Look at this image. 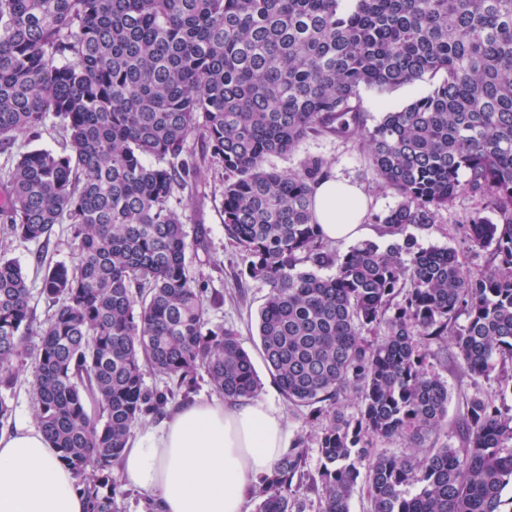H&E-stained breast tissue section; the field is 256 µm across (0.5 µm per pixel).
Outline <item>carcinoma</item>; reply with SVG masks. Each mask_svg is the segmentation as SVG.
Listing matches in <instances>:
<instances>
[{
    "label": "carcinoma",
    "instance_id": "obj_1",
    "mask_svg": "<svg viewBox=\"0 0 512 512\" xmlns=\"http://www.w3.org/2000/svg\"><path fill=\"white\" fill-rule=\"evenodd\" d=\"M426 74L431 91L366 127L360 90ZM50 113L65 146L19 152L0 223L45 247L68 224L76 244L69 266L36 257L54 311L31 395L87 512H122L113 470L132 428L199 377L226 401L261 389L186 266L202 241L187 242L171 200L206 194L194 137L224 169L238 277L268 288L256 321L267 368L309 409L322 456L308 471V437L295 439L255 487V512H308L302 488L317 512H350L360 482L372 512H512V405L476 393L459 445L425 446L450 398L431 345L451 344L471 377L500 369L512 390V0H0V149ZM322 133L360 137L398 196L379 219L387 242L329 247L311 198L322 159L264 167ZM461 193L477 201L468 230L491 251L484 271L404 234ZM32 323L27 275L0 256V386L17 383ZM148 371L165 390L147 391ZM394 438L409 452L377 450Z\"/></svg>",
    "mask_w": 512,
    "mask_h": 512
}]
</instances>
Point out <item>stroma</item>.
Listing matches in <instances>:
<instances>
[{"label":"stroma","instance_id":"obj_1","mask_svg":"<svg viewBox=\"0 0 512 512\" xmlns=\"http://www.w3.org/2000/svg\"><path fill=\"white\" fill-rule=\"evenodd\" d=\"M432 85V80L425 77L382 92L362 91L361 107L367 125H375L384 110L400 108L426 95ZM310 156L322 158L330 174L350 180L362 188L369 204L367 221L371 229L370 238L374 241L379 240L377 219L395 207L398 199L391 191L378 186L358 139H345L326 133L303 141L288 155L269 157L266 166L279 171L296 170L299 169L301 162ZM203 172L208 182L207 196L193 204H181L177 207L182 216L188 240L199 238L204 243L201 249L187 250L188 270L191 275L204 280L208 295H223V305L210 307L209 319L215 324L233 326L238 331L240 341L250 353L260 378V399L282 408L291 437L311 434L313 428L307 411H298L288 405L274 383L258 349L256 318L268 288L257 281L249 279L240 281L236 278L242 261L239 249L228 240L224 232V213L220 196L224 172L216 166L204 167ZM475 207L476 202L471 196H458L447 210L440 212L435 224L427 227L411 225L407 227L406 232L414 236L421 247L454 248L470 269L481 270L490 263L491 256L485 250L477 253L471 251L463 231ZM38 249V243L10 237L0 230V251L4 252L7 258L18 262L26 272L33 294L34 318L40 323L46 319L50 304L40 294L42 272L37 268L35 260ZM208 256L213 258V265L205 264L204 259ZM238 290L243 291L244 301L233 300L232 295ZM433 365L447 383L451 393L448 403V425L440 431L439 440L443 443H453L457 440L456 423L465 397L479 391L497 399L501 396L500 388L495 379L474 380L464 376L454 367L452 361L446 360L443 350H436Z\"/></svg>","mask_w":512,"mask_h":512}]
</instances>
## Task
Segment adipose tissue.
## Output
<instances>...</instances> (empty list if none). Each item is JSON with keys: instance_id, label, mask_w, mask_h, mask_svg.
<instances>
[{"instance_id": "obj_1", "label": "adipose tissue", "mask_w": 512, "mask_h": 512, "mask_svg": "<svg viewBox=\"0 0 512 512\" xmlns=\"http://www.w3.org/2000/svg\"><path fill=\"white\" fill-rule=\"evenodd\" d=\"M312 195L329 240L366 236L368 202L358 185L329 175ZM290 443L283 412L265 401L199 399L138 430L119 470L158 512H245L250 490ZM0 512H85L72 472L38 425L0 431Z\"/></svg>"}]
</instances>
